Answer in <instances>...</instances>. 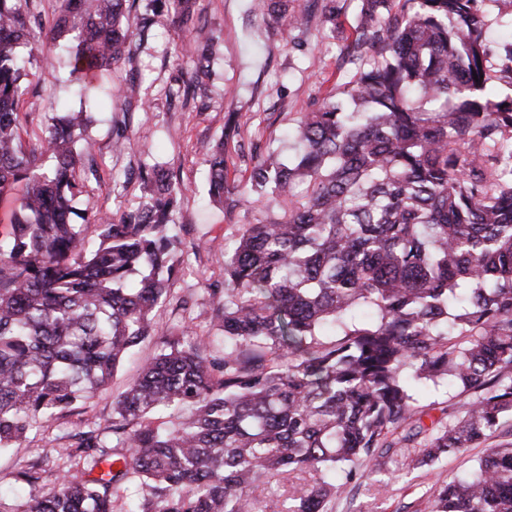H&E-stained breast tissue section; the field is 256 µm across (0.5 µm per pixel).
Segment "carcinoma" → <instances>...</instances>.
Returning a JSON list of instances; mask_svg holds the SVG:
<instances>
[{
	"mask_svg": "<svg viewBox=\"0 0 512 512\" xmlns=\"http://www.w3.org/2000/svg\"><path fill=\"white\" fill-rule=\"evenodd\" d=\"M45 34L30 0H0V451L108 386L155 339L171 293L170 218L185 187L142 165L138 205L118 218L76 202L97 178L76 131L87 110L21 136L33 56L71 44L69 77L89 106L95 81L130 60L164 13L185 31L196 0H58ZM499 0H361L358 78L297 122L299 152L260 154L250 190L275 218L243 224L224 254L217 330L224 354L186 330L112 401V435H73L49 492L33 464L13 476L9 512H255L268 485L310 481L286 512H328L371 463L408 469L488 447L439 484L431 512H512V92L491 81L484 6ZM272 18L291 0H252ZM208 76L211 42L174 47ZM480 79H474V76ZM208 194L225 209L224 145L207 148ZM297 183L305 194H293ZM97 227L86 244L84 227ZM444 381L457 409L425 423L419 394Z\"/></svg>",
	"mask_w": 512,
	"mask_h": 512,
	"instance_id": "cac0c4a2",
	"label": "carcinoma"
}]
</instances>
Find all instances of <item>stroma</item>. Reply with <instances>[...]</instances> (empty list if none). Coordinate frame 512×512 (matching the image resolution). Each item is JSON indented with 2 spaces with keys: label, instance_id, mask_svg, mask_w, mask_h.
Masks as SVG:
<instances>
[{
  "label": "stroma",
  "instance_id": "obj_1",
  "mask_svg": "<svg viewBox=\"0 0 512 512\" xmlns=\"http://www.w3.org/2000/svg\"><path fill=\"white\" fill-rule=\"evenodd\" d=\"M359 11V0H294L290 16L264 21L250 13L249 0H197V33L215 42L205 91L188 100L170 96V89L188 82L193 62L172 57L184 33L165 15L158 17L130 62L104 75L106 90L82 134L99 165L83 203L109 215L128 210L142 194L134 173L143 164L163 165L185 188L172 226L182 242L184 263L170 301L153 312L158 336L187 325L197 335L216 336L217 300L210 290L224 279L225 251L233 247L240 225L278 214L273 204L251 199L231 212L210 202L209 164L201 143L223 141L228 182L242 190L249 187L254 153L270 149L293 156L288 133L298 118L318 110L359 70L358 61L347 52ZM67 73V54L61 47L37 53L22 109L38 120L23 123L24 139L39 135L42 121L53 113L79 110L80 102L65 81ZM132 80L139 85V97L129 101L118 89ZM121 131L131 137L133 148L118 140ZM154 352V344H141L107 390L77 403L70 413L42 424L19 446L1 453L0 483L11 482L18 464L38 460L42 486L52 487L66 465L72 434L111 431L113 395L137 378ZM484 453V448H471L415 471L403 460H393L379 473L357 478L330 500L328 510L431 512L433 486L468 472Z\"/></svg>",
  "mask_w": 512,
  "mask_h": 512
}]
</instances>
